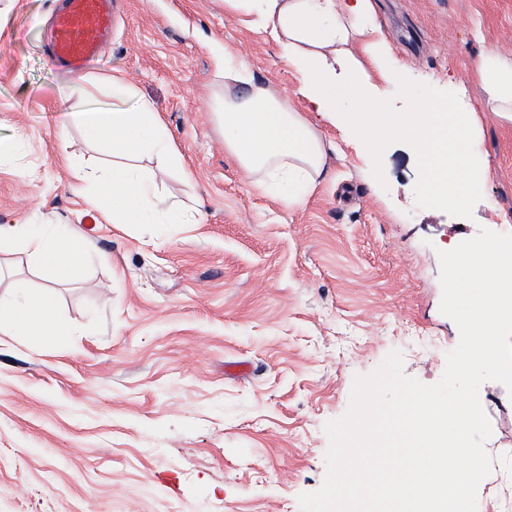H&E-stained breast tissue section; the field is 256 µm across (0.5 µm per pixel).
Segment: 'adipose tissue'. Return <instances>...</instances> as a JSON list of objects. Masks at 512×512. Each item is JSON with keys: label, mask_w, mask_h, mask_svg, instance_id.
<instances>
[{"label": "adipose tissue", "mask_w": 512, "mask_h": 512, "mask_svg": "<svg viewBox=\"0 0 512 512\" xmlns=\"http://www.w3.org/2000/svg\"><path fill=\"white\" fill-rule=\"evenodd\" d=\"M228 2L247 9L252 26L280 45L283 58L298 76V92L309 110L298 111L286 99L257 85L249 68L231 53L217 56L216 66L227 81L220 112L224 148L256 175L259 190L282 202L301 204L326 171V141L309 120V112L332 121L343 95L360 96V88H337V68L362 73L380 65L381 31L367 22L371 0ZM355 45L360 48L356 54L351 51ZM475 69L488 87L495 111L512 112V62L484 55ZM84 96L81 79H74L62 111L71 112L70 101ZM71 114L112 157L111 167L98 176L80 167L72 170L75 181L92 183L87 203L102 220L136 224L142 214L156 211L164 213L168 223H182L180 208L166 203L154 180L131 165L141 153L154 149L165 155L170 167H183L181 154L148 101H137L123 112ZM0 243L19 244L44 282L43 288L18 300L0 294V335L23 342L70 334L54 287L74 277L87 252L85 237L68 224H51L38 233L21 223L2 224Z\"/></svg>", "instance_id": "1"}]
</instances>
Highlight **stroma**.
<instances>
[{
  "instance_id": "35a3bbf8",
  "label": "stroma",
  "mask_w": 512,
  "mask_h": 512,
  "mask_svg": "<svg viewBox=\"0 0 512 512\" xmlns=\"http://www.w3.org/2000/svg\"><path fill=\"white\" fill-rule=\"evenodd\" d=\"M388 45L371 83L394 101L397 75L476 111L473 149L490 174L472 218L422 208L413 149L389 145L385 184L344 121H311L335 146L300 205L263 194L224 148L214 56L230 48L255 82L306 103L268 34L225 0H119L111 41L84 69V112L149 101L183 158L150 150L140 166L196 224H87L84 191L61 162L109 158L77 124L60 126L68 71L47 53L58 0H0V225L70 224L88 242L57 285L69 336L0 340V512H300L326 473L325 426L356 376L391 351L403 372L440 380L460 339L440 311L438 253L479 229L512 227V118L492 112L473 63L512 60V0H372ZM118 72L130 98L111 97ZM1 293L41 287L20 247ZM492 470L482 512L512 503V411L486 409Z\"/></svg>"
}]
</instances>
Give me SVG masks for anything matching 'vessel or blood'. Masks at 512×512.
I'll return each instance as SVG.
<instances>
[{
  "label": "vessel or blood",
  "instance_id": "obj_1",
  "mask_svg": "<svg viewBox=\"0 0 512 512\" xmlns=\"http://www.w3.org/2000/svg\"><path fill=\"white\" fill-rule=\"evenodd\" d=\"M113 0H62L51 24L49 51L62 67L83 70L112 35Z\"/></svg>",
  "mask_w": 512,
  "mask_h": 512
}]
</instances>
